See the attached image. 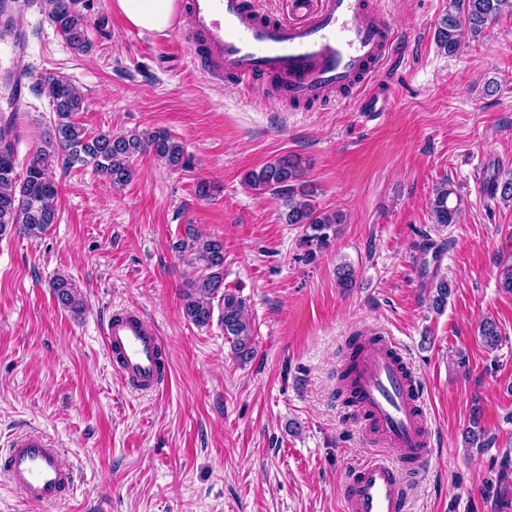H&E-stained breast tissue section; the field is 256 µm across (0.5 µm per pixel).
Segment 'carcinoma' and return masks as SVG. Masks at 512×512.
Returning a JSON list of instances; mask_svg holds the SVG:
<instances>
[{
	"label": "carcinoma",
	"mask_w": 512,
	"mask_h": 512,
	"mask_svg": "<svg viewBox=\"0 0 512 512\" xmlns=\"http://www.w3.org/2000/svg\"><path fill=\"white\" fill-rule=\"evenodd\" d=\"M87 8V0H48V20L71 48L81 53L91 47L87 36ZM511 9L512 0H448V12L435 32L436 43L454 56L461 48L462 32L478 38ZM33 89L46 90L55 119L44 133L41 145L29 154L25 167L20 170L16 166V138L12 137L11 122L0 126V235L17 229L31 238H39L55 224L58 185L53 169L60 161L70 168L90 166L114 187H122L132 180L133 161L145 151L171 169L185 165L182 142L165 130L128 135L94 133L75 122L74 116L85 109V99L65 77L45 78ZM299 177L296 162L281 157L249 171L244 181L251 189L282 200L284 223L303 227V245L311 256L313 250L326 245L329 231L342 223L343 216L320 208L310 199V192L301 186L295 187ZM487 190L492 197L498 195L512 200V173L504 178L493 176ZM460 209L461 197L456 195L451 183L446 180L439 183L430 199L433 223L440 227L456 223ZM180 249L187 254L190 274L181 295L184 316L195 326L205 327L213 318V302L220 301L219 321L224 336L240 360L250 359L254 354V336L252 325L245 317V305L241 298L224 290V241L196 235L182 243ZM51 288L63 307L73 311L82 307L81 294L70 278L55 277ZM451 291L445 277L433 283L429 296L432 308L442 309ZM481 336L490 350L502 344L501 330L492 319L482 323ZM480 420L481 412L476 408L464 434V443L482 452L492 447V438L481 428Z\"/></svg>",
	"instance_id": "carcinoma-1"
}]
</instances>
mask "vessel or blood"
<instances>
[{
	"label": "vessel or blood",
	"mask_w": 512,
	"mask_h": 512,
	"mask_svg": "<svg viewBox=\"0 0 512 512\" xmlns=\"http://www.w3.org/2000/svg\"><path fill=\"white\" fill-rule=\"evenodd\" d=\"M283 15L255 0H188L187 24L170 35L176 49L204 47L213 72L248 87L263 81L283 103L316 102L353 93L361 112H384L383 93L368 90L396 54L398 37L376 0H287ZM102 336L123 380L145 393L167 382L161 337L144 314L123 308L104 322ZM357 409L370 441L385 447L353 467L344 512H409L403 473L429 459L431 433L419 392L407 376L391 337L367 345L352 373ZM0 477L32 506L60 502L75 471L47 436L15 437Z\"/></svg>",
	"instance_id": "vessel-or-blood-1"
}]
</instances>
